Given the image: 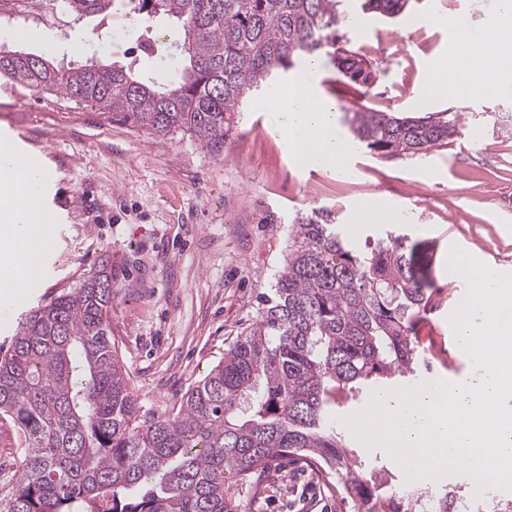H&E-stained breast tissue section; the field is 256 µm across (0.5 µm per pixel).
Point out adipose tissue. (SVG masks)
I'll use <instances>...</instances> for the list:
<instances>
[{
	"mask_svg": "<svg viewBox=\"0 0 512 512\" xmlns=\"http://www.w3.org/2000/svg\"><path fill=\"white\" fill-rule=\"evenodd\" d=\"M426 23H448L456 39L448 51L429 64L428 86L435 94L474 98L492 87L483 80L494 68L497 80L512 79V56L501 53L487 59L481 51L484 29L459 18L442 20L426 16ZM319 61H309L289 85L287 100L268 104L272 129L300 164L329 174L344 170L346 146L339 135L335 104L318 97ZM46 174L32 165H21L10 146H0V296L11 297L37 287L49 246V214L44 205Z\"/></svg>",
	"mask_w": 512,
	"mask_h": 512,
	"instance_id": "1",
	"label": "adipose tissue"
}]
</instances>
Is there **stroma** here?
Masks as SVG:
<instances>
[{
  "label": "stroma",
  "mask_w": 512,
  "mask_h": 512,
  "mask_svg": "<svg viewBox=\"0 0 512 512\" xmlns=\"http://www.w3.org/2000/svg\"><path fill=\"white\" fill-rule=\"evenodd\" d=\"M498 7L499 0H411L395 18L355 11L346 45L373 61L375 79L355 84L325 54L320 96L341 111L456 112L464 129L448 146L398 159L352 150L350 173L335 176L296 163L271 129L266 104L281 97L289 71L250 94L218 157L183 132L160 138L1 81L0 138L9 137L46 172L52 244L40 286L0 304V345H10L29 310L111 263L112 342L144 409L171 411L255 322L257 301L271 293L288 253L294 219L324 209L359 249L391 234L432 244L442 303L420 318L422 357L409 380L465 379L472 362L449 318L466 283L451 279L447 257L456 245L495 267H512V84L471 99L429 96L427 65L447 50L448 28L423 18L441 13L484 27ZM43 29L41 15L2 14L0 49L64 67L93 59L131 63L142 76L167 82L175 76L174 48L161 41L153 57L144 56L143 26L122 7L66 13L51 36ZM29 31L40 39H26ZM79 32L89 36V50L75 47ZM371 199L412 210L413 223H355V211ZM292 485L308 489V512H354L333 479L300 459L281 460L263 475L242 494L240 512H292Z\"/></svg>",
  "instance_id": "35a3bbf8"
}]
</instances>
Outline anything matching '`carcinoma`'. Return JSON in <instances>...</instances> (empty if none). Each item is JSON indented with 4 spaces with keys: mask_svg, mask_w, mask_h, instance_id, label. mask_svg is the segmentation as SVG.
<instances>
[{
    "mask_svg": "<svg viewBox=\"0 0 512 512\" xmlns=\"http://www.w3.org/2000/svg\"><path fill=\"white\" fill-rule=\"evenodd\" d=\"M37 14L52 3L102 14L119 1L148 23L178 22L177 79L163 86L129 66L58 67L0 50V79L63 95L77 105L164 138L182 131L219 156L235 113L260 84L321 51L350 80L370 65L344 45L347 0H0ZM410 0H363L362 11L402 14ZM353 137L396 159L448 145L456 113L399 117L345 113ZM431 246L393 236L357 250L328 212L296 218L274 293L249 332L183 397L178 410H143L110 338L117 290L101 264L82 282L31 310L0 347V422L21 458L0 512H238L233 490L250 488L285 456L334 477L354 512H462L459 491L413 493L358 465L331 425L336 405L368 383L414 373L415 319L436 307L428 287Z\"/></svg>",
    "mask_w": 512,
    "mask_h": 512,
    "instance_id": "carcinoma-1",
    "label": "carcinoma"
}]
</instances>
